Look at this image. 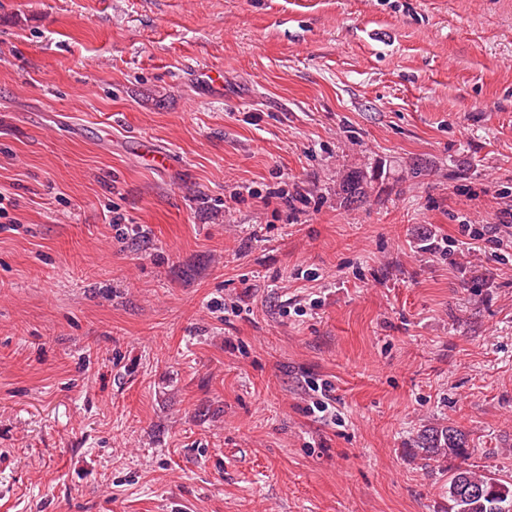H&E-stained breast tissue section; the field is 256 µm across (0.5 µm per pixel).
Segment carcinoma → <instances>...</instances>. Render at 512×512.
Listing matches in <instances>:
<instances>
[{
	"instance_id": "obj_1",
	"label": "carcinoma",
	"mask_w": 512,
	"mask_h": 512,
	"mask_svg": "<svg viewBox=\"0 0 512 512\" xmlns=\"http://www.w3.org/2000/svg\"><path fill=\"white\" fill-rule=\"evenodd\" d=\"M381 173L361 171L347 175L341 191L352 202L367 197L373 182ZM413 453L424 460L446 462L468 454L464 435L448 425L430 426L422 430L413 442ZM447 512H512V483L466 467H456L448 478Z\"/></svg>"
}]
</instances>
